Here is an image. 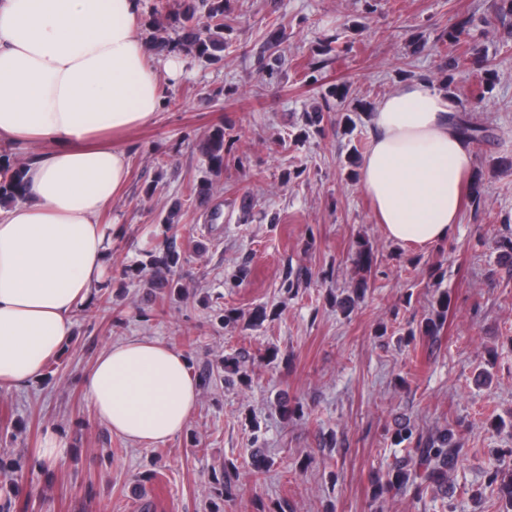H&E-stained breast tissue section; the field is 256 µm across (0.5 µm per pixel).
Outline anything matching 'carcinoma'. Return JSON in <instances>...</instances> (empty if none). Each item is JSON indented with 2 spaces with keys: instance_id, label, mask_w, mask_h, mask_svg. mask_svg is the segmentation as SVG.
Returning <instances> with one entry per match:
<instances>
[{
  "instance_id": "carcinoma-1",
  "label": "carcinoma",
  "mask_w": 512,
  "mask_h": 512,
  "mask_svg": "<svg viewBox=\"0 0 512 512\" xmlns=\"http://www.w3.org/2000/svg\"><path fill=\"white\" fill-rule=\"evenodd\" d=\"M159 8L169 14L170 27L177 33V39L170 43L171 47L186 50L210 61L222 59L224 31L233 29L232 19L228 18L224 8V0H179L175 5L162 2ZM456 129L468 142H476L486 137L485 129L463 117L457 118ZM196 147L207 161L210 172L220 176L224 171L226 150L224 127H213ZM14 169L13 179L0 184V202L15 201L23 196L21 167L16 165ZM145 253L149 257V263L143 265V269L149 270V278L146 280L150 288L148 296L153 300H162L165 297L164 289L175 287V276L183 266L185 256L176 247L175 240L169 238L149 243ZM448 307V295H440L432 316L420 325V335H439ZM461 448V442L449 429L435 436L417 438L416 447L410 449L407 456L388 471L382 488L401 491L420 479L441 491H448V471L456 466ZM271 466L272 460L257 452L251 457L249 473L257 478ZM239 477V469L235 465L224 466L221 480L218 481L224 490V497L232 498L236 495ZM10 489L13 496L6 497L0 503V512H26L27 505L16 502L19 487L14 478L10 479Z\"/></svg>"
}]
</instances>
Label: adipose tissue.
Here are the masks:
<instances>
[{
	"mask_svg": "<svg viewBox=\"0 0 512 512\" xmlns=\"http://www.w3.org/2000/svg\"><path fill=\"white\" fill-rule=\"evenodd\" d=\"M142 0H0V142L48 145L24 168L25 197L0 206V386L41 376L73 336L110 238L98 221L126 182L123 151L100 131L151 123L163 102L136 27ZM455 99L401 85L369 115L358 170L385 237L447 240L474 155L455 128ZM97 418L139 444L179 433L199 401L183 353L157 341L113 343L82 379Z\"/></svg>",
	"mask_w": 512,
	"mask_h": 512,
	"instance_id": "obj_1",
	"label": "adipose tissue"
}]
</instances>
